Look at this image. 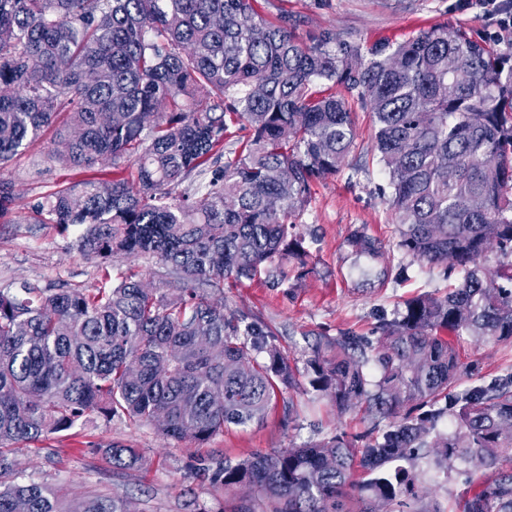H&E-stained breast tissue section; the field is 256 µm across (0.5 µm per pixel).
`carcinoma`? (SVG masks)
I'll list each match as a JSON object with an SVG mask.
<instances>
[{
    "label": "carcinoma",
    "instance_id": "obj_1",
    "mask_svg": "<svg viewBox=\"0 0 512 512\" xmlns=\"http://www.w3.org/2000/svg\"><path fill=\"white\" fill-rule=\"evenodd\" d=\"M258 0H0V167L63 119L49 160L73 168L134 158L132 180H85L35 207L45 224L82 234L74 246L106 260L157 259L182 285L171 296L136 276L101 285L0 289V512H131L119 495L74 503L46 483L11 480L12 445L67 431L93 415L156 425L205 442L265 415L297 372L253 313L211 295L305 253L288 238L311 182L343 166L356 139L340 85L369 107L377 161L389 176L399 246L451 262L458 283L406 303L378 346L352 336L318 344L305 384L336 408L364 405L385 425L367 432L203 468L215 491L256 488L264 512H376L418 497L395 466L432 447L450 463L496 469L462 512H512V376L452 388L465 368L442 333L512 340V52L463 29L434 28L397 46L361 47L325 31L307 45L288 17ZM246 132L224 157L231 124ZM224 164H218L219 160ZM193 192L172 186L191 175ZM15 204L0 178V217ZM265 355L259 360V355ZM448 418L451 431L437 432ZM112 467L142 464L104 449ZM372 475L355 486V457Z\"/></svg>",
    "mask_w": 512,
    "mask_h": 512
}]
</instances>
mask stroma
I'll list each match as a JSON object with an SVG mask.
<instances>
[{"label": "stroma", "mask_w": 512, "mask_h": 512, "mask_svg": "<svg viewBox=\"0 0 512 512\" xmlns=\"http://www.w3.org/2000/svg\"><path fill=\"white\" fill-rule=\"evenodd\" d=\"M463 0H259L270 22L288 16L299 41L322 30L359 44L362 49L394 46L432 27L465 29L482 40L488 25L482 8ZM356 143L342 169L315 180L306 207L289 218L303 239L306 265L288 262V279L274 284L267 274L224 281L227 311L260 314L275 331V342L292 366L305 371L315 344L339 336L381 337L382 323L400 319L407 300L447 294L455 283L447 264L413 258L399 246L395 219L380 189L388 177L372 153L373 121L369 110L350 99ZM53 129L23 154L0 168L17 195L13 212L0 218V288L28 281L40 287L62 285L92 289L104 274L138 273L151 285L178 294L179 285L164 281L157 259L113 255L101 261L83 256L74 235L52 224L36 223L33 207L59 185L112 177L110 166L75 170L49 161ZM378 243L381 254H364L358 242ZM454 346L468 370L459 389L488 386L512 375V342L464 336ZM372 424L363 410L338 412L328 397L296 388H280L263 419L231 426L206 442L165 437L149 423L124 417L94 416L73 429L23 443L14 449L17 480L57 486L70 498L94 494L127 497L133 512H262L245 489L213 491L199 468L213 458L238 461L252 453L282 451L338 433L356 435ZM135 449L143 464L134 470L113 469L104 456L108 445ZM407 470L416 478L420 498L408 499L406 512H459L464 501L487 480L489 470L477 461L439 466L433 448L420 450Z\"/></svg>", "instance_id": "obj_1"}]
</instances>
